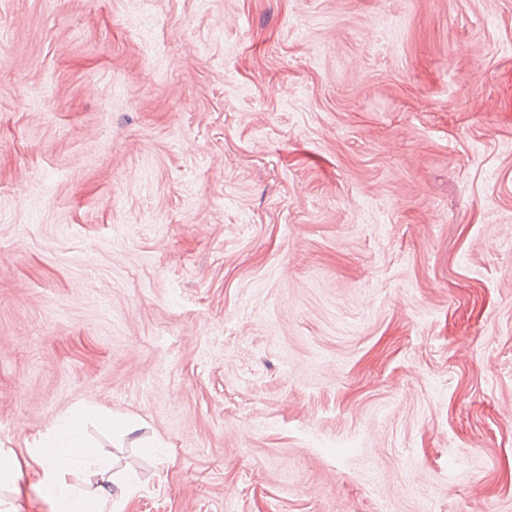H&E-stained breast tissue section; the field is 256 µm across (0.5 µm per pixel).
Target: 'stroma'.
Here are the masks:
<instances>
[{"label": "stroma", "mask_w": 512, "mask_h": 512, "mask_svg": "<svg viewBox=\"0 0 512 512\" xmlns=\"http://www.w3.org/2000/svg\"><path fill=\"white\" fill-rule=\"evenodd\" d=\"M127 512H512V0H0V450ZM95 413L91 405L75 408L21 457L0 452L1 512H122L130 484L80 438L84 419ZM99 420L103 429L121 436L130 435L139 428L138 423L134 419L124 414L108 412L99 415Z\"/></svg>", "instance_id": "stroma-1"}]
</instances>
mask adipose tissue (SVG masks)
<instances>
[{
  "instance_id": "obj_1",
  "label": "adipose tissue",
  "mask_w": 512,
  "mask_h": 512,
  "mask_svg": "<svg viewBox=\"0 0 512 512\" xmlns=\"http://www.w3.org/2000/svg\"><path fill=\"white\" fill-rule=\"evenodd\" d=\"M98 415L106 431L126 436L137 422L124 414L75 408L26 449L0 452V512H122L130 484L110 462L91 456L80 438L82 423Z\"/></svg>"
}]
</instances>
